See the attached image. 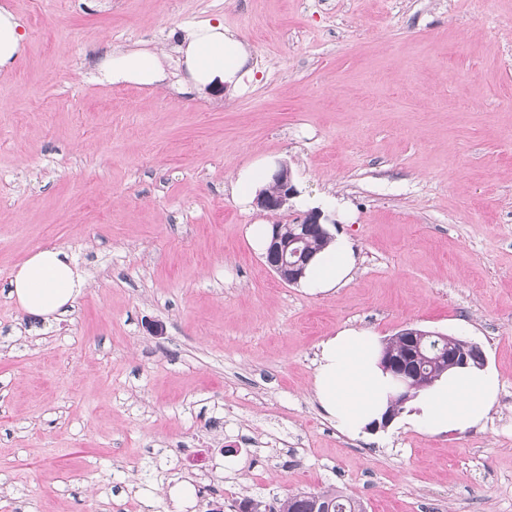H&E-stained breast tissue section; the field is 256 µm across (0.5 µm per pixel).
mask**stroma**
<instances>
[{"label":"stroma","instance_id":"stroma-1","mask_svg":"<svg viewBox=\"0 0 512 512\" xmlns=\"http://www.w3.org/2000/svg\"><path fill=\"white\" fill-rule=\"evenodd\" d=\"M0 512H238L332 487L366 512H512V0H0ZM223 21L239 95L182 92L179 26ZM166 53L161 88L99 79ZM288 163L344 204L353 278L280 282L233 173ZM60 246L87 284L47 321L13 270ZM346 327L476 343L483 427L340 431L311 394ZM207 455V469L191 465ZM23 23L6 7H0V67L13 63L22 53L25 33Z\"/></svg>","mask_w":512,"mask_h":512}]
</instances>
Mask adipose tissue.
Here are the masks:
<instances>
[{"label":"adipose tissue","instance_id":"adipose-tissue-1","mask_svg":"<svg viewBox=\"0 0 512 512\" xmlns=\"http://www.w3.org/2000/svg\"><path fill=\"white\" fill-rule=\"evenodd\" d=\"M178 50L183 85L198 93L215 87L235 94L253 77L244 41L223 24L181 28ZM165 53L131 50L109 53L100 66L102 81L155 86L166 79ZM356 267L351 241L335 235L314 258L304 288L326 293L348 283ZM85 286L68 252L40 248L13 273L10 295L28 313L56 315L73 306ZM381 342L369 330L345 328L320 345L313 391L337 426L352 436L381 423L396 385L379 364ZM501 382L496 372L468 365L448 370L407 402L408 421L430 434L482 427L496 403Z\"/></svg>","mask_w":512,"mask_h":512}]
</instances>
